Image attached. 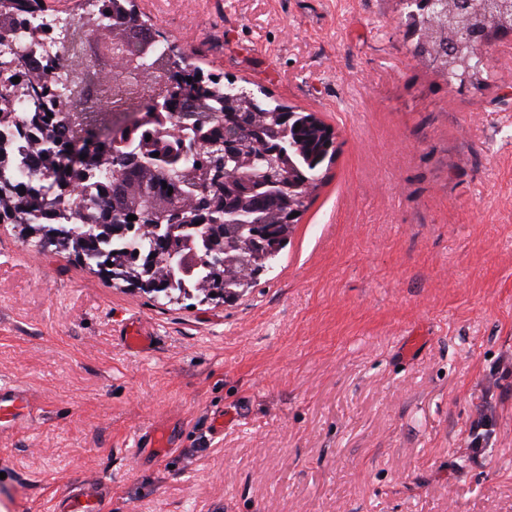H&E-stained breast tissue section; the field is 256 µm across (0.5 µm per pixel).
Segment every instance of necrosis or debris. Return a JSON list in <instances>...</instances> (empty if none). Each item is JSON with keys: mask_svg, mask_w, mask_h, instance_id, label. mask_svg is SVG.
<instances>
[{"mask_svg": "<svg viewBox=\"0 0 512 512\" xmlns=\"http://www.w3.org/2000/svg\"><path fill=\"white\" fill-rule=\"evenodd\" d=\"M75 23L73 15L50 10L37 13L18 11L13 29L0 35V73L18 76L11 95L17 107L10 127L0 126V150L11 162L13 182L30 184L28 157L39 143L41 134L30 124L32 113L44 108L45 101L33 91L25 74L24 60H37L46 77L57 106H64L67 87L60 75L64 71L59 48L67 41Z\"/></svg>", "mask_w": 512, "mask_h": 512, "instance_id": "necrosis-or-debris-1", "label": "necrosis or debris"}]
</instances>
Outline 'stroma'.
I'll return each mask as SVG.
<instances>
[{
	"label": "stroma",
	"instance_id": "obj_1",
	"mask_svg": "<svg viewBox=\"0 0 512 512\" xmlns=\"http://www.w3.org/2000/svg\"><path fill=\"white\" fill-rule=\"evenodd\" d=\"M132 7L204 73L317 112L337 154L228 302L0 224V385L35 413L0 430V512L88 486L106 512H512V42L451 86L410 54L401 0Z\"/></svg>",
	"mask_w": 512,
	"mask_h": 512
}]
</instances>
